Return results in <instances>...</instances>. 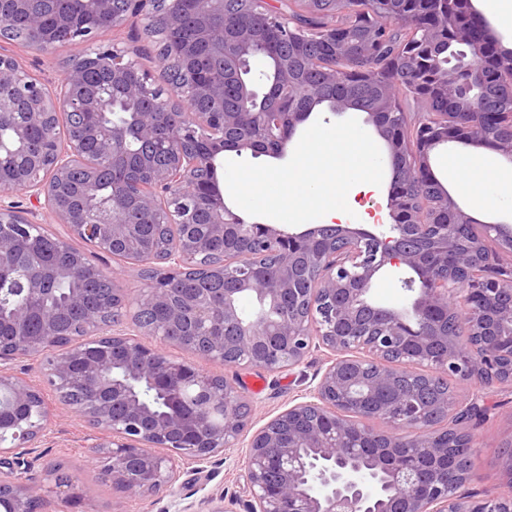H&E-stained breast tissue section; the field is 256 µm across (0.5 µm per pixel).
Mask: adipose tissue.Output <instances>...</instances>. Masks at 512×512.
Returning a JSON list of instances; mask_svg holds the SVG:
<instances>
[{"mask_svg": "<svg viewBox=\"0 0 512 512\" xmlns=\"http://www.w3.org/2000/svg\"><path fill=\"white\" fill-rule=\"evenodd\" d=\"M448 172L458 191L480 210H490L512 202V167L494 157L454 160Z\"/></svg>", "mask_w": 512, "mask_h": 512, "instance_id": "adipose-tissue-1", "label": "adipose tissue"}]
</instances>
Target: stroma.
<instances>
[{"label":"stroma","mask_w":512,"mask_h":512,"mask_svg":"<svg viewBox=\"0 0 512 512\" xmlns=\"http://www.w3.org/2000/svg\"><path fill=\"white\" fill-rule=\"evenodd\" d=\"M103 43L128 51L142 69L155 76L158 84H165L158 64V46L143 36L139 24L125 25L105 36ZM0 51L16 57L33 77L51 83L59 79L62 61L83 55L86 46L75 41L46 55L16 41L0 40ZM328 357V351L315 349L303 364L275 372L243 366L227 368L213 362L203 363L202 368L239 382L251 408L249 422L256 429L302 401L319 380ZM8 369L41 389L54 409V418L40 447L22 451L49 507L57 506L59 491L53 482L45 480L42 467L52 461L76 481L82 496L79 504L69 506L68 512H214L226 501L234 502L237 512H244L250 499L242 462L245 441H238L234 447L201 464L179 462L180 476L172 491L131 501L99 480L93 451L88 447L89 430L82 420L59 404L56 394L46 384L42 361L16 360L9 362ZM484 400L490 408V417L474 431L473 477L463 488L465 494L478 498L499 486L500 459L512 448V391L494 388L485 391Z\"/></svg>","instance_id":"obj_1"}]
</instances>
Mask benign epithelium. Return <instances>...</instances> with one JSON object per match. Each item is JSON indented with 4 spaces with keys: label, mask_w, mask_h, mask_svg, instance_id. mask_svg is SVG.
<instances>
[{
    "label": "benign epithelium",
    "mask_w": 512,
    "mask_h": 512,
    "mask_svg": "<svg viewBox=\"0 0 512 512\" xmlns=\"http://www.w3.org/2000/svg\"><path fill=\"white\" fill-rule=\"evenodd\" d=\"M82 19L62 9L57 29L89 44L79 64L67 66L56 91L31 79L9 54L0 52V123L9 121L10 141L0 144V167L18 170L17 188L38 207L0 203V289L17 292L8 315L0 314V362L45 361L47 384L60 402L92 431L91 447L103 456L100 479L128 498L163 494L179 478L175 457L204 462L248 433L239 408L244 392L224 380L175 360L140 336L193 354L223 360L229 349L244 365L276 371L304 363L314 348L330 352L317 384L248 439L243 460L251 494L248 512H512V453L502 459V485L474 499L455 486L472 479L459 466V449L475 447L472 432L445 435L423 424L432 418L480 423L485 409L480 391L512 388V265L487 247L494 240L512 254V226L488 223L462 210L447 188L440 206L407 202L397 185L408 186L430 169V153L440 145L496 150L512 164V139L481 140L471 117L512 128L511 112H483L475 88L485 71L512 82V52L488 54L485 33L460 31L470 0L438 16L431 38H453L469 47L446 69L436 94L452 95L457 109L423 118L416 135L383 132L382 116L393 99L386 95L368 121L383 141L390 161L387 208L392 224L370 231L347 224L304 228L246 222L224 198L223 154L288 158L287 145L311 113L269 106L251 80V60L262 58L261 36L235 28L227 33L224 0H69ZM267 26L288 29L286 15L269 0ZM26 18V47L50 54L58 43L47 33L34 0H0V19ZM162 43V68L174 67L181 82L169 90L101 38L131 18ZM91 69L105 72L88 85ZM233 74L237 101L224 107L225 79ZM274 85L283 98L297 90L288 58L275 57ZM128 103L145 105L133 121H111L107 113ZM72 112L86 113L87 135L95 151L112 159V208L94 210L95 165L84 140L61 129ZM63 224L69 235L94 251L123 260L106 270L112 298L99 311L69 326L43 303L63 283L84 280L85 253L66 240L71 254L50 264L38 248L48 237L42 218ZM235 242L233 257L207 266L196 288L179 286L181 273L211 254L218 241ZM273 255L269 274L260 259ZM148 267L162 274L135 294L122 287L142 279ZM409 273L412 298L400 307L375 302L371 290L385 271ZM256 305L245 315L239 300ZM288 313H280L283 306ZM436 368L456 383L489 380L464 397L458 392L428 407L414 402L394 383L400 367ZM146 383L169 404L158 415L136 394ZM195 386L202 402L179 407L182 392ZM0 512H37L40 486L31 481L17 448H37L54 417L42 394L0 368ZM221 410L217 425L212 417ZM388 425L380 432L375 422Z\"/></svg>",
    "instance_id": "1"
}]
</instances>
